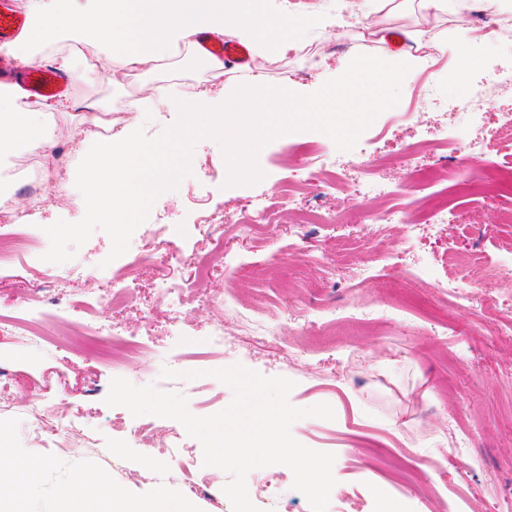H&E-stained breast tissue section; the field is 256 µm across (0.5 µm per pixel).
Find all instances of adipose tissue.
<instances>
[{
    "label": "adipose tissue",
    "instance_id": "1",
    "mask_svg": "<svg viewBox=\"0 0 512 512\" xmlns=\"http://www.w3.org/2000/svg\"><path fill=\"white\" fill-rule=\"evenodd\" d=\"M332 22L331 16L317 11L296 19L272 13L268 0H51L33 8L28 31L13 52L21 60L39 46L92 41L107 61L149 68L197 33L233 31L255 53L284 54L293 48L298 28ZM57 109V104L32 100L20 85H0V164L51 143V116ZM0 460L11 474L0 483V512H27L24 493L36 486L40 470L22 468L11 452L0 453ZM111 512L192 510L189 500L175 492L132 501L116 491Z\"/></svg>",
    "mask_w": 512,
    "mask_h": 512
}]
</instances>
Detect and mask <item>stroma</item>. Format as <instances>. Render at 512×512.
Returning a JSON list of instances; mask_svg holds the SVG:
<instances>
[{
    "mask_svg": "<svg viewBox=\"0 0 512 512\" xmlns=\"http://www.w3.org/2000/svg\"><path fill=\"white\" fill-rule=\"evenodd\" d=\"M478 23L459 0H450L448 11L426 24L405 0L390 31L437 34L448 45L407 74L398 104L374 120L354 149L338 150L318 131L288 133L260 151V183L229 187L220 145L200 140L190 175L152 206L168 214L167 223L151 225L146 234L135 231L126 253L114 260L108 257L109 236L95 231L75 256L89 272L63 288L60 308L48 292L36 294L32 287L50 246L45 227L84 215L72 201L77 188L71 163L90 137L80 107L107 109L129 92L126 81H110L107 69L88 72L80 58H72L73 93L65 109L54 112L55 137L44 148L58 158L68 191L59 193L48 181L34 188L18 180L10 204L42 231L28 253L0 269V313H34L51 335L38 347L0 340V367L17 388L16 405L0 412V424L9 428L12 447L46 463L28 504L54 512L57 487L92 471L107 474L112 486L134 499L179 491L192 499L195 512H232L223 491L230 476L204 465L198 440L183 435L189 450L183 473L161 447L146 448L135 435L153 425L163 439L181 432L178 421L136 417L104 402L116 377L137 386L160 384L176 352L184 356L185 370L201 373L181 389L194 415H211L231 403V389L210 372L237 363L293 380L294 406L331 405L334 419H301L292 435L306 447L334 454V478L364 495L367 512H382L387 499L403 503L407 512H512V334L504 331L512 323V277L500 274L512 264V197L462 188L474 174L512 168V140L495 135L512 118V92L485 84L490 71L512 67V43L480 36ZM365 33L358 23L311 28L297 35V48L252 55L245 70L213 82L198 51L185 50L166 67L140 73L139 82L180 93L185 81H194L192 102L198 93L213 95L258 75L266 84L309 94L335 78L342 62L375 54V47L363 44ZM310 44L324 59L311 69L299 53ZM472 46L481 49L482 64L457 74L459 54ZM457 82L480 94L482 120L457 110ZM477 136L490 140V150L461 165L467 143ZM326 157L340 159V167L323 166ZM356 158L373 161L388 196L353 198V173L345 164ZM436 196L448 200L447 223L430 216L428 202ZM256 197L272 205V221L258 234L238 233L245 205ZM393 206L405 207L409 224L372 223L373 214ZM308 210L335 221L298 223V213ZM203 220L220 224L222 239L198 235L194 226ZM165 246L182 251L183 261H142V254ZM219 250L228 263L194 280L197 260ZM116 278L137 284L132 306L100 302ZM163 278L192 282L191 311L170 313L156 292ZM453 279L476 282L472 301L448 294L445 285ZM366 306L374 309L373 320H363ZM251 320L282 324L283 331L257 337L247 327ZM89 322L144 338L147 346L133 364L115 368L70 347L69 337L85 334ZM218 323L231 334L229 348L208 344ZM30 394L59 414L80 417L89 444L73 451L64 446L65 434L52 445L29 435ZM147 452L155 460L149 467L142 461ZM201 478L207 486L190 489V480Z\"/></svg>",
    "mask_w": 512,
    "mask_h": 512,
    "instance_id": "obj_1",
    "label": "stroma"
}]
</instances>
